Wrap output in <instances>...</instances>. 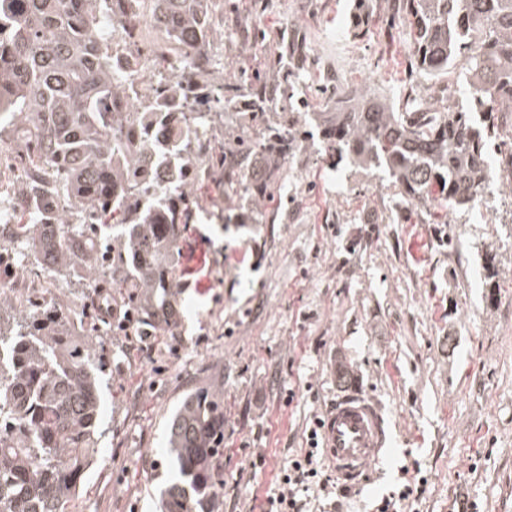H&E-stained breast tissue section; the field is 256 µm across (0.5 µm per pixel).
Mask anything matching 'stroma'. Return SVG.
I'll return each instance as SVG.
<instances>
[{
    "label": "stroma",
    "mask_w": 512,
    "mask_h": 512,
    "mask_svg": "<svg viewBox=\"0 0 512 512\" xmlns=\"http://www.w3.org/2000/svg\"><path fill=\"white\" fill-rule=\"evenodd\" d=\"M399 0H224L216 58L245 69L306 46L295 82L311 108L355 81L409 109L466 103L461 68L411 62ZM260 224H190L179 243L178 330L149 349L106 348L95 463L71 512H159L165 437L184 391L224 390V488L214 512H259L280 469L306 447L305 424L347 392L380 408L389 441L346 512L420 469L415 512H512V189L486 205L414 207L391 181L337 168L312 150L281 164Z\"/></svg>",
    "instance_id": "stroma-1"
}]
</instances>
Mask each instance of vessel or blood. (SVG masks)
Segmentation results:
<instances>
[{
  "label": "vessel or blood",
  "mask_w": 512,
  "mask_h": 512,
  "mask_svg": "<svg viewBox=\"0 0 512 512\" xmlns=\"http://www.w3.org/2000/svg\"><path fill=\"white\" fill-rule=\"evenodd\" d=\"M324 448L337 476L349 486H360L369 464L388 443L381 417L368 402L348 395L324 417Z\"/></svg>",
  "instance_id": "1"
}]
</instances>
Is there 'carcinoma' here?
<instances>
[{
  "label": "carcinoma",
  "mask_w": 512,
  "mask_h": 512,
  "mask_svg": "<svg viewBox=\"0 0 512 512\" xmlns=\"http://www.w3.org/2000/svg\"><path fill=\"white\" fill-rule=\"evenodd\" d=\"M415 29L412 53L427 74L463 63L467 109L393 112L366 87L336 89L331 111L308 113L309 128L272 123L270 112H292L295 93L268 78L271 60L242 71L234 81L210 79L215 61L208 38L223 0H0V121L19 120L27 145L20 173L24 195L10 211L20 224L4 233L0 266L35 246L47 269L67 281L80 270L90 293L76 323L53 296L23 310L0 298V512H69L92 464L100 434L101 393L107 362L95 337L109 328L95 300L124 307L122 320L139 331L156 327L175 301L178 282L170 259L185 226L204 213L230 222L224 201L253 197L247 181L259 153L279 158L300 144L321 159L361 167L402 187L426 208L438 187L450 208L476 207L490 189L489 147L495 123L477 125L481 112L512 116V0H403ZM134 40L132 21L150 20L176 42V60L155 67L170 73L159 88L141 89L131 101L139 137L119 112L126 84L112 68L107 31ZM203 91L190 120L215 126L208 143L183 137L171 156L177 180L163 187L127 178L130 165H151L148 137L152 97ZM248 100V135L229 102ZM175 480L160 493L161 512H211L224 486V395L190 391L167 430Z\"/></svg>",
  "instance_id": "carcinoma-1"
}]
</instances>
